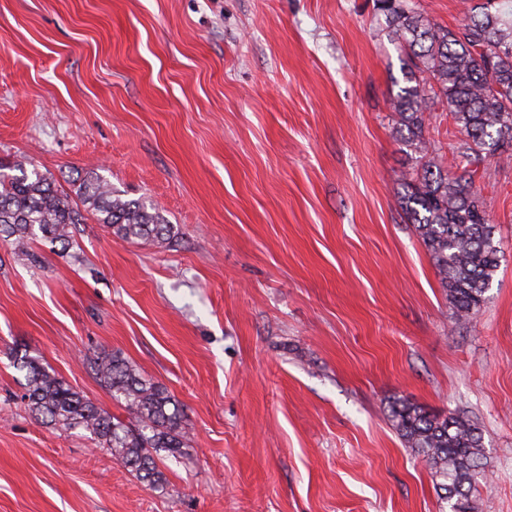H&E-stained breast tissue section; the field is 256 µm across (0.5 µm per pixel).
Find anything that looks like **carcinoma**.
<instances>
[{
    "label": "carcinoma",
    "instance_id": "cac0c4a2",
    "mask_svg": "<svg viewBox=\"0 0 512 512\" xmlns=\"http://www.w3.org/2000/svg\"><path fill=\"white\" fill-rule=\"evenodd\" d=\"M376 4L407 57L406 85L394 102V138L414 166L398 175L400 205L433 260L456 321L466 324L485 304L500 263L475 167L487 159L512 161V8L504 0H465L463 22L449 28L405 0ZM436 100L446 104L459 127V174L443 172L432 160L435 144L426 130ZM76 196L81 203L36 169L1 164L0 234L65 249L88 210L124 241H165L174 232L157 212L122 198L98 175L80 183ZM12 359L25 373V399L38 421L83 431L140 479L163 487L165 476L153 452L160 449L174 457L187 447L190 435L178 400L165 386L118 354L97 357V378L126 411L120 420L38 358L17 350ZM390 418L446 491L450 512H474V483L486 465L479 427L463 414H430L400 399L392 403Z\"/></svg>",
    "mask_w": 512,
    "mask_h": 512
}]
</instances>
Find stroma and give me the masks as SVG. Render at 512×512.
Listing matches in <instances>:
<instances>
[{"label": "stroma", "mask_w": 512, "mask_h": 512, "mask_svg": "<svg viewBox=\"0 0 512 512\" xmlns=\"http://www.w3.org/2000/svg\"><path fill=\"white\" fill-rule=\"evenodd\" d=\"M405 72L375 0H0V162L174 227L0 239V512H449L398 398L474 420L478 512H512V163L477 171L501 258L461 326L400 207ZM16 347L115 417L97 356L166 386L191 427L166 486L37 421ZM77 188L76 196L84 211H91L99 224H106L118 239L157 240L171 238L173 226L165 224L160 215L135 199H124L112 189V184L92 172Z\"/></svg>", "instance_id": "35a3bbf8"}]
</instances>
